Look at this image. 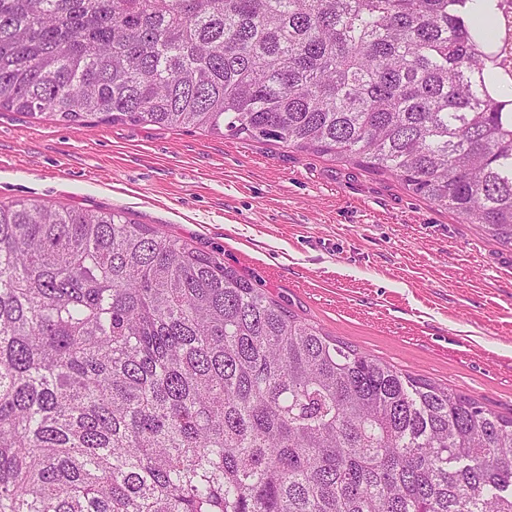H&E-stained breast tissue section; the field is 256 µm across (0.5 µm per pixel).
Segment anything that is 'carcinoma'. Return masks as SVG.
<instances>
[{"label":"carcinoma","instance_id":"carcinoma-1","mask_svg":"<svg viewBox=\"0 0 512 512\" xmlns=\"http://www.w3.org/2000/svg\"><path fill=\"white\" fill-rule=\"evenodd\" d=\"M475 0H0V109L274 139L512 245ZM0 512H512V416L122 212L0 203Z\"/></svg>","mask_w":512,"mask_h":512}]
</instances>
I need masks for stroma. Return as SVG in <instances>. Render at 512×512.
<instances>
[{"instance_id": "1", "label": "stroma", "mask_w": 512, "mask_h": 512, "mask_svg": "<svg viewBox=\"0 0 512 512\" xmlns=\"http://www.w3.org/2000/svg\"><path fill=\"white\" fill-rule=\"evenodd\" d=\"M118 210L305 322L512 415V246L386 173L274 140L0 110V202Z\"/></svg>"}]
</instances>
